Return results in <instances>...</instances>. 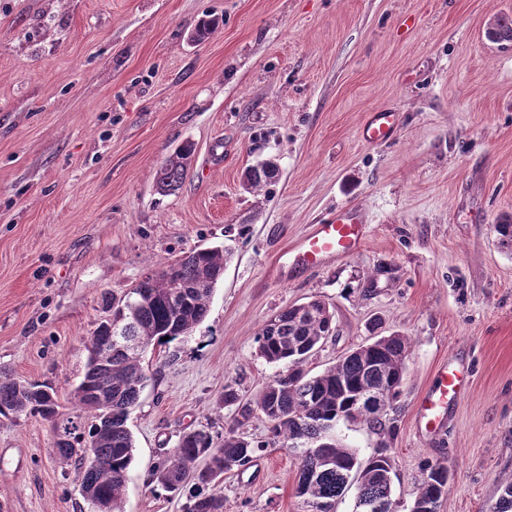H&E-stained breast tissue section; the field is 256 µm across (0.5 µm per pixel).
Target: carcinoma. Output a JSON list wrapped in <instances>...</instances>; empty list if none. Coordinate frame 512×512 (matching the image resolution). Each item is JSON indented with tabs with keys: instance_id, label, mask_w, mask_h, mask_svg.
I'll list each match as a JSON object with an SVG mask.
<instances>
[{
	"instance_id": "cac0c4a2",
	"label": "carcinoma",
	"mask_w": 512,
	"mask_h": 512,
	"mask_svg": "<svg viewBox=\"0 0 512 512\" xmlns=\"http://www.w3.org/2000/svg\"><path fill=\"white\" fill-rule=\"evenodd\" d=\"M220 23L215 16H203L192 28L191 39L206 41ZM193 154V143L186 141L161 165L156 181L159 191L179 187ZM278 176V165L269 160L247 169L244 182L258 189ZM494 229L500 245L512 250V216L501 217ZM227 262L220 246L191 250L169 269L153 272L127 292L106 323L126 330L138 346H114L102 361L106 336L94 331L83 376L70 393L69 412L63 410L50 385L19 381L0 370V417L39 416L52 422L57 453L78 459L81 494L98 512H121L134 448L128 420L151 379L144 353L187 337L206 318ZM333 331V313L319 299L292 305L264 322L256 336L258 354L281 370L258 393L254 405L269 422L272 441L299 455L295 495L300 512H334L336 500L353 477L357 481L355 512H368V504L380 500L392 507L390 456L381 452L360 461L357 450L336 436V426L358 421L395 434V427L386 426L383 417L401 395L409 338L381 336L324 371L309 374L303 368L305 361ZM367 389L376 391L378 400L373 409L363 411L357 398ZM109 409L110 418L106 417ZM85 448L95 450L97 465H86ZM260 448L261 444L233 427L218 440L205 429L185 431L155 465L152 477L170 492H187L186 512H224L220 487L224 473L246 469ZM452 479L445 463L428 465L409 512H438ZM492 512H512V482L502 486Z\"/></svg>"
}]
</instances>
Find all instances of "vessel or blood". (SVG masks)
I'll return each instance as SVG.
<instances>
[{
    "label": "vessel or blood",
    "instance_id": "1",
    "mask_svg": "<svg viewBox=\"0 0 512 512\" xmlns=\"http://www.w3.org/2000/svg\"><path fill=\"white\" fill-rule=\"evenodd\" d=\"M398 126V115L389 109L372 112L361 128L364 142L389 140ZM369 227L364 212L353 206H341L327 219L313 225L311 231L279 257L280 265L298 272L327 266L334 259L358 252L364 245ZM468 388L462 372L444 367L426 393L419 417L428 430H435L444 420L449 406Z\"/></svg>",
    "mask_w": 512,
    "mask_h": 512
}]
</instances>
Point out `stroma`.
Wrapping results in <instances>:
<instances>
[{"label": "stroma", "mask_w": 512, "mask_h": 512, "mask_svg": "<svg viewBox=\"0 0 512 512\" xmlns=\"http://www.w3.org/2000/svg\"><path fill=\"white\" fill-rule=\"evenodd\" d=\"M208 13L219 30L192 41ZM500 16L512 0H0V369L68 403L108 315L102 292L123 297L193 249L230 254L175 361L145 357L123 512H185L155 464L185 430L232 426L263 449L225 474L224 512H299L297 457L223 398L261 391L277 368L257 356L258 330L316 298L335 332L311 373L372 336L411 339L395 436L338 426L360 459L387 449L397 512L437 459L454 474L439 512H489L512 482V252L494 231L512 215V44L485 36ZM382 108L398 127L366 143ZM186 141L181 186L158 193ZM263 160L278 179L247 189ZM344 205L365 212L362 249L281 273L279 254ZM448 364L469 390L422 431L420 402ZM78 472L50 422L0 421V512H93ZM398 126V115L389 109L372 112L361 128V139L367 143L389 140ZM194 145L190 141L181 144L174 153L161 165L157 172V189L161 192L176 190L191 163Z\"/></svg>", "instance_id": "1"}]
</instances>
